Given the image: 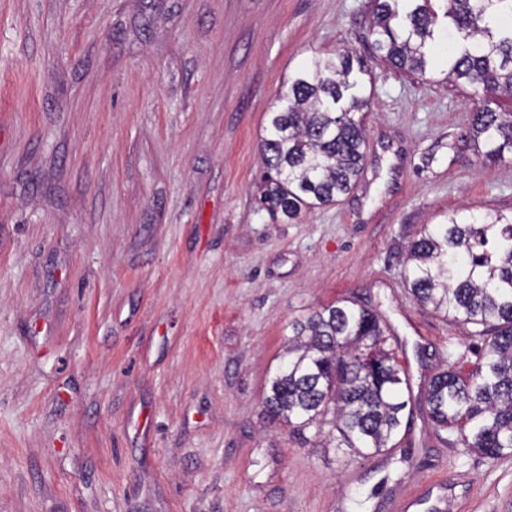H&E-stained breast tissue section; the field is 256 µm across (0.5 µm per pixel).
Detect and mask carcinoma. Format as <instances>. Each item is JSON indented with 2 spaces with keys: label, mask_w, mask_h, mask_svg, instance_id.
Listing matches in <instances>:
<instances>
[{
  "label": "carcinoma",
  "mask_w": 512,
  "mask_h": 512,
  "mask_svg": "<svg viewBox=\"0 0 512 512\" xmlns=\"http://www.w3.org/2000/svg\"><path fill=\"white\" fill-rule=\"evenodd\" d=\"M372 57L422 81L438 30H448L443 81L470 90L475 108L458 137L480 163H512V0H372ZM366 59L347 49L305 61L278 98L263 140L258 210L292 221L349 193L361 173L371 94ZM411 294L422 306L473 325L482 352L464 373L453 363L424 394L436 430L455 429L464 448L512 456V212L453 209L424 224L407 246ZM288 359L264 411L295 431L326 425L335 447L378 454L400 433L411 401L407 375L376 314L332 304L289 323Z\"/></svg>",
  "instance_id": "carcinoma-1"
}]
</instances>
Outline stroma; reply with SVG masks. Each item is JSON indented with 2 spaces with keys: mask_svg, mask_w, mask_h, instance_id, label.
<instances>
[{
  "mask_svg": "<svg viewBox=\"0 0 512 512\" xmlns=\"http://www.w3.org/2000/svg\"><path fill=\"white\" fill-rule=\"evenodd\" d=\"M371 0H0V512H512V457L444 443L420 399L468 328L404 248L512 210L450 144L472 101L374 64L363 170L299 223L256 208L267 114L303 61L370 54ZM356 300L415 399L369 458L271 421L290 321Z\"/></svg>",
  "mask_w": 512,
  "mask_h": 512,
  "instance_id": "stroma-1",
  "label": "stroma"
}]
</instances>
